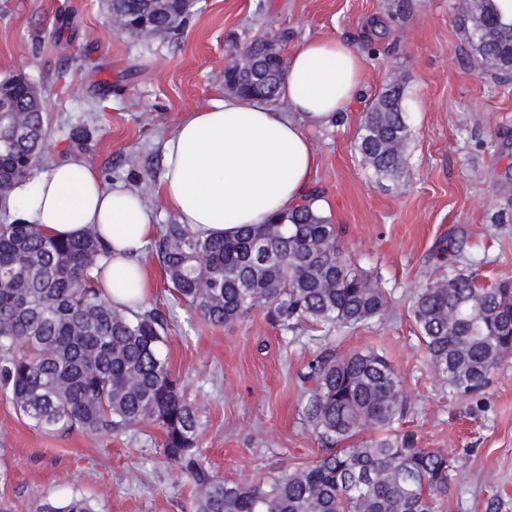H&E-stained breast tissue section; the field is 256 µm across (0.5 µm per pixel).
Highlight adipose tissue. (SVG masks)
Wrapping results in <instances>:
<instances>
[{
	"mask_svg": "<svg viewBox=\"0 0 512 512\" xmlns=\"http://www.w3.org/2000/svg\"><path fill=\"white\" fill-rule=\"evenodd\" d=\"M363 57L334 38H307L289 54L277 101L226 94L189 110L164 144L160 192L178 223L230 236L291 211L310 193L317 156L310 128L331 125L361 87ZM13 201L38 230L95 229L109 253L93 271L113 305L139 310L151 287L143 261L158 234L142 198L105 183L81 160L53 164Z\"/></svg>",
	"mask_w": 512,
	"mask_h": 512,
	"instance_id": "obj_1",
	"label": "adipose tissue"
}]
</instances>
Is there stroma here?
Instances as JSON below:
<instances>
[{
    "label": "stroma",
    "mask_w": 512,
    "mask_h": 512,
    "mask_svg": "<svg viewBox=\"0 0 512 512\" xmlns=\"http://www.w3.org/2000/svg\"><path fill=\"white\" fill-rule=\"evenodd\" d=\"M459 0H200L174 39L108 30V0H0V79L34 81L48 113L42 168L65 159L71 128L89 138L78 157L109 184L139 194L170 224L159 182L162 149L185 112L223 95L224 64L253 37H334L362 55L359 95L332 126L310 130L312 188L346 232L340 247L378 274L384 316L335 337L339 352L373 348L398 372L408 411L393 434L445 450L456 477L438 512H512V354L478 394L436 377L409 315L411 296L451 269L442 243L478 263L490 285L512 278V72H483L458 25ZM406 86L407 172L378 179L355 149L359 128L390 83ZM147 301L171 314V369L203 410L199 448L217 476L256 480L321 454L303 417L302 375L320 331L285 333L256 310L233 327L203 321L169 290L155 247ZM151 423L91 436L48 433L0 392V500L12 512L73 495L97 512H192V487L160 453Z\"/></svg>",
    "instance_id": "stroma-1"
}]
</instances>
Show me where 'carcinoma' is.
Returning a JSON list of instances; mask_svg holds the SVG:
<instances>
[{"label": "carcinoma", "mask_w": 512, "mask_h": 512, "mask_svg": "<svg viewBox=\"0 0 512 512\" xmlns=\"http://www.w3.org/2000/svg\"><path fill=\"white\" fill-rule=\"evenodd\" d=\"M133 27L167 38L174 17L197 11L195 0H110ZM458 21L469 52L495 73L512 71V21L497 0H462ZM264 38L245 46L258 77L234 79L237 92L276 96L282 61L265 54ZM0 93L13 112L0 113V170L12 186L36 174L47 142V116L32 108L26 86L7 78ZM404 86L388 85L367 112L355 148L379 178L406 173L410 140L396 109ZM321 194L231 237L202 238L166 224L158 251L175 295L203 320L230 327L256 309L285 332L313 326L325 333L364 326L388 299L378 276L338 245L343 228ZM0 224V388L19 415L48 432L110 434L153 423L163 456L193 485L195 512H436L448 495L453 466L443 450L419 448L410 434L364 439L387 431L407 410L402 381L373 348L341 354L325 343L302 382L303 416L328 445L312 463L253 483L215 476L198 448L201 411L173 376L166 351L169 320L156 308L127 312L101 295L93 276L108 254L92 229L60 239L33 230L10 203ZM477 270L454 268L420 287L409 313L439 378L462 394L483 390L512 352V279L476 286ZM350 440L346 448L333 444ZM41 512H95L83 496Z\"/></svg>", "instance_id": "carcinoma-1"}]
</instances>
